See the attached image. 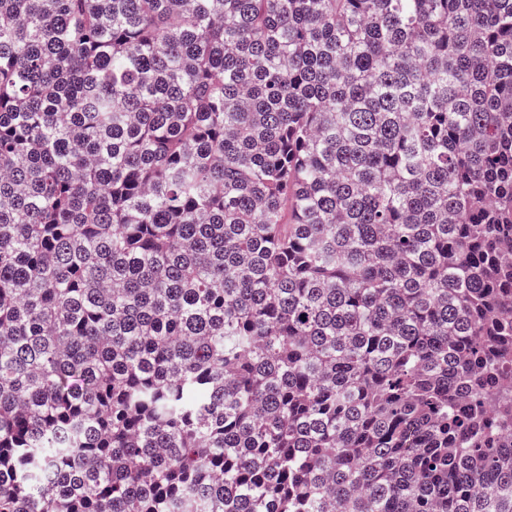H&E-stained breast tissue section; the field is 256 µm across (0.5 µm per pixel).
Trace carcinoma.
<instances>
[{
  "label": "carcinoma",
  "instance_id": "obj_1",
  "mask_svg": "<svg viewBox=\"0 0 512 512\" xmlns=\"http://www.w3.org/2000/svg\"><path fill=\"white\" fill-rule=\"evenodd\" d=\"M512 0H0V512H512Z\"/></svg>",
  "mask_w": 512,
  "mask_h": 512
}]
</instances>
